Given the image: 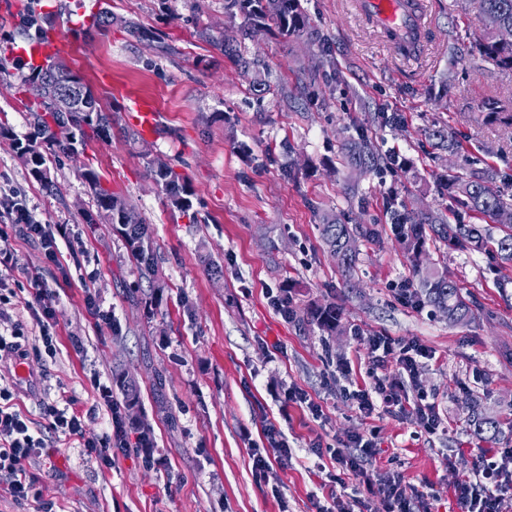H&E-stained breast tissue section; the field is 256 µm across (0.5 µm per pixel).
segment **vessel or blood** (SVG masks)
<instances>
[{"label": "vessel or blood", "mask_w": 512, "mask_h": 512, "mask_svg": "<svg viewBox=\"0 0 512 512\" xmlns=\"http://www.w3.org/2000/svg\"><path fill=\"white\" fill-rule=\"evenodd\" d=\"M357 8L384 29L393 46L408 52L421 32L417 0H355Z\"/></svg>", "instance_id": "obj_1"}]
</instances>
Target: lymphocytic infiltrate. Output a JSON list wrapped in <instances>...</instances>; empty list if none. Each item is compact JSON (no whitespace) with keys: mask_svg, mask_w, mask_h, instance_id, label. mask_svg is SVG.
<instances>
[{"mask_svg":"<svg viewBox=\"0 0 512 512\" xmlns=\"http://www.w3.org/2000/svg\"><path fill=\"white\" fill-rule=\"evenodd\" d=\"M31 298L25 303L40 333L46 351H54L50 334L54 312V292L46 288L39 277L30 280ZM366 350L372 374L371 384L348 390V398L367 418L379 412L415 415L420 426L433 434L444 429L436 403L425 397L409 400L404 392V382L415 379L423 362L433 360L434 351L417 339H396L383 334L363 336L359 339ZM100 405L107 413V427L101 435L88 432L89 415L74 410L70 405L49 406L44 415L46 428L34 422L11 404L12 394L0 388V486L17 501L39 499L38 479L28 472L24 464L33 458L50 457L44 433L77 442L84 456L100 467L111 468L113 442H124L126 423L122 407L112 399V390L101 381H94ZM316 456L330 454L336 470L328 479L334 484H344L347 476L367 475V466L379 453L375 433H356L342 440L340 448L324 451L314 447ZM376 484L388 504V512H429L425 495L407 491L399 475H378ZM457 512H505L512 503V448H497L492 454L481 455L471 476L462 480L454 491Z\"/></svg>","mask_w":512,"mask_h":512,"instance_id":"f902f5d3","label":"lymphocytic infiltrate"}]
</instances>
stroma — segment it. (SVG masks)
Wrapping results in <instances>:
<instances>
[{"label": "stroma", "instance_id": "1", "mask_svg": "<svg viewBox=\"0 0 512 512\" xmlns=\"http://www.w3.org/2000/svg\"><path fill=\"white\" fill-rule=\"evenodd\" d=\"M0 10V225L13 203L49 225L63 257L51 263L39 242L11 234L0 263V334L21 330L26 364L37 389L0 371V386L33 421L67 397L74 408L96 405L92 376L112 382L125 372L139 389L141 417L153 433L142 448L127 426L128 452L99 468L76 443L55 437L50 463L26 468L38 478L54 512H316L330 493L311 452L315 441L336 444L376 431L373 469L398 472L407 486L436 493L431 512H455L456 484L471 472L486 444L466 423L470 404L498 419V448H512V266L493 254L427 243L425 259L445 263L449 276L476 303L475 317L449 324L431 306L413 310L391 291L413 279L414 264L398 242L387 210L397 192L407 211L432 210L464 223L474 217L462 199L440 187L442 175L488 166L496 189L512 194V128L488 121L483 102L512 113V74L476 50L485 28L470 0H426L420 51L406 60L385 34L354 11L351 0H303L321 39L284 36L276 27L245 34L240 11L224 0H7ZM111 25H93L100 9ZM63 31L62 57L112 116L111 135L60 155L51 165L56 189L33 179L15 148L34 118L16 89L29 73L17 48L28 19ZM163 34L162 42L130 35V26ZM259 58L262 72L202 40L201 29ZM241 56V57H242ZM281 93L256 98L255 78ZM157 111L152 132L133 120L135 101ZM447 130L460 148H436L426 133ZM365 133L381 155L400 151L407 168L388 166L353 178L339 160L341 145ZM159 159L192 184L193 218L168 205L147 162ZM291 175H284V168ZM96 171L149 224L155 264L165 288L159 300L131 297L136 262L110 224L86 223L94 198L80 176ZM377 229L357 240L359 286L343 285L318 224L324 212ZM221 275L211 272L212 266ZM56 291V353L38 343L24 307L29 275ZM94 288L112 319L85 313L84 287ZM289 288L298 309L336 302L342 329L286 319L268 293ZM416 338L436 358L421 369L409 396L434 398L446 432L426 433L414 417L381 413L363 418L343 393L372 381L366 351L351 329ZM351 365L336 375L338 361ZM306 390L321 419L286 402ZM280 424L292 450L264 478L252 472L251 446L264 443L267 422ZM152 458L154 468L143 465Z\"/></svg>", "mask_w": 512, "mask_h": 512}]
</instances>
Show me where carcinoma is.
<instances>
[{
    "label": "carcinoma",
    "instance_id": "cac0c4a2",
    "mask_svg": "<svg viewBox=\"0 0 512 512\" xmlns=\"http://www.w3.org/2000/svg\"><path fill=\"white\" fill-rule=\"evenodd\" d=\"M485 18V29L477 40L479 50L502 70H512V44L505 45L498 40V32L503 28L512 29V0H474ZM227 8L240 7L247 18V24L262 29L274 23L285 36L316 37L311 19L301 6V0H226ZM45 79L50 92L67 90L74 93L80 107L73 113L63 116L51 113L40 117L34 131L25 142H16V148L30 153L34 164L31 175L44 188L53 190L50 179L52 156L58 151L76 155V143L90 138H102L109 133L110 119L103 113L91 87L72 71L60 58L55 57L46 66L30 68L27 81ZM340 161L343 166L359 172L377 169L384 162L371 140L364 133L356 138H348L342 143ZM150 175L169 205L186 215L192 208L194 195L188 179L174 168L154 161L147 162ZM81 178L93 192L97 211L105 209L108 199L118 200L121 195L106 187L100 176L92 169L80 173ZM497 171L486 168L468 175H449L443 181V189L451 196L460 195L472 212L480 216L496 218L503 211L512 212V195L506 197L494 188ZM110 223L123 238L126 249L133 260L145 265L150 276L153 291L162 292L164 285L152 269L153 239L149 225L141 215L122 202L112 213ZM320 234L329 252L336 258L337 266L346 288H353V273L357 263L354 247L355 236H372L374 230L360 224H348L334 214L324 213L320 219ZM404 249L415 262L421 273L415 294L417 300L427 303L448 316V321L464 323L475 315L473 301L466 298L457 282L448 278L447 272L435 267H422L427 239L438 241L446 246H464L473 251H490L502 262L512 263V224L499 227L498 236H493L483 224H451L443 217L431 213H399V222L394 225ZM307 319L329 336L336 335L341 327V313L333 302L314 304L306 310ZM470 430L485 440H494L500 433L496 421L484 417L478 408L471 409L468 418Z\"/></svg>",
    "mask_w": 512,
    "mask_h": 512
}]
</instances>
